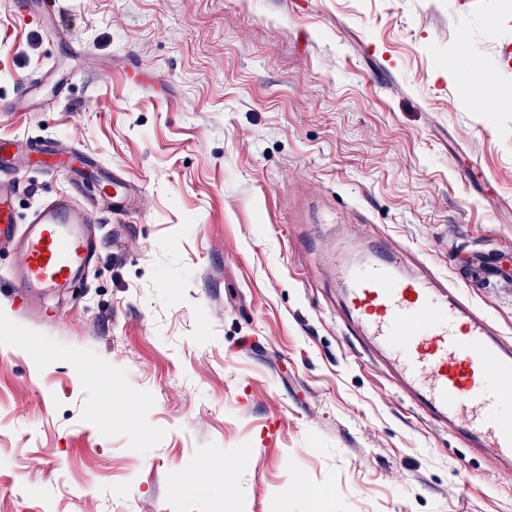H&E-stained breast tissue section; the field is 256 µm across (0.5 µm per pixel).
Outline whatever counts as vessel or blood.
Returning a JSON list of instances; mask_svg holds the SVG:
<instances>
[{"mask_svg": "<svg viewBox=\"0 0 512 512\" xmlns=\"http://www.w3.org/2000/svg\"><path fill=\"white\" fill-rule=\"evenodd\" d=\"M37 36L65 39L50 0H36ZM43 171L65 174L76 154L42 146ZM112 215L128 217L132 187L113 177ZM93 213L67 192L56 194L27 220L15 272L16 297L33 315L47 317L42 296L69 288L91 265L96 242L85 231ZM340 302L337 316L364 347L376 352L396 383L434 421L467 447L491 449L512 467V343L455 286L430 269L409 275L392 258L333 262Z\"/></svg>", "mask_w": 512, "mask_h": 512, "instance_id": "1", "label": "vessel or blood"}]
</instances>
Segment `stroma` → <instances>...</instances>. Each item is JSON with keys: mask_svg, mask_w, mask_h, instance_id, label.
I'll use <instances>...</instances> for the list:
<instances>
[{"mask_svg": "<svg viewBox=\"0 0 512 512\" xmlns=\"http://www.w3.org/2000/svg\"><path fill=\"white\" fill-rule=\"evenodd\" d=\"M32 39L0 0V98L61 79L0 140H48L100 177L0 168L18 216L105 177L89 269L12 297L0 233V512H512L493 473L417 411L329 306L326 262L366 225L512 340V0H54ZM96 65H87L85 53ZM481 58L499 98L475 110ZM40 2H36L35 4L30 5V10L35 13H38L42 17V26L37 25L35 33L42 40L45 38V33H51L53 37L57 40H66L68 39L67 34L59 29L56 24L55 14L50 8L49 0H39ZM112 187V193L104 191L103 195L108 198L112 195V216L123 219L131 214V209L126 207L131 201L134 192L132 187L116 174L112 175V181L106 183Z\"/></svg>", "mask_w": 512, "mask_h": 512, "instance_id": "obj_1", "label": "stroma"}]
</instances>
